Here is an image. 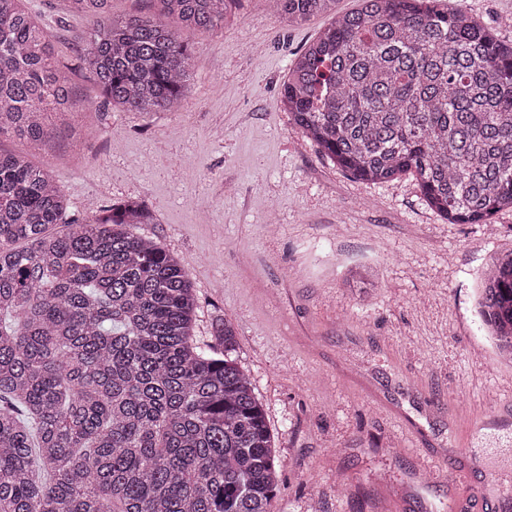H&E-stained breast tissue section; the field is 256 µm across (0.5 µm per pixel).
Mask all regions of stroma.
Listing matches in <instances>:
<instances>
[{
  "mask_svg": "<svg viewBox=\"0 0 512 512\" xmlns=\"http://www.w3.org/2000/svg\"><path fill=\"white\" fill-rule=\"evenodd\" d=\"M512 40V0H454ZM68 59L97 27L63 0H26ZM332 20L276 18L239 0L221 28L186 30L194 53L178 111L102 105L88 71L51 148L15 138L61 187L66 219L136 199L137 228L188 269L199 307L237 329L236 357L274 437L272 512H505L512 425L483 426L512 402V360L497 359L475 313L491 257L512 251V211L453 224L413 177L353 178L293 127L280 94L292 59ZM464 469L460 484L448 471Z\"/></svg>",
  "mask_w": 512,
  "mask_h": 512,
  "instance_id": "stroma-1",
  "label": "stroma"
}]
</instances>
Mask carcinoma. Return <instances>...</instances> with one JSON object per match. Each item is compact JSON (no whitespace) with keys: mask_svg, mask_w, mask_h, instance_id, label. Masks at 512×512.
I'll return each mask as SVG.
<instances>
[{"mask_svg":"<svg viewBox=\"0 0 512 512\" xmlns=\"http://www.w3.org/2000/svg\"><path fill=\"white\" fill-rule=\"evenodd\" d=\"M99 20L76 61L104 103L180 106L192 52L170 24L209 31L236 0H64ZM304 21L336 0H270ZM293 62L281 95L295 129L362 182L416 176L453 224L512 210V42L436 0H359ZM72 66L24 0H0V137L53 141L75 111ZM51 174L0 151V512H271L278 459L262 404L223 348L194 344L188 270L134 229L129 201L63 223ZM495 345L512 349V252L481 279Z\"/></svg>","mask_w":512,"mask_h":512,"instance_id":"1","label":"carcinoma"}]
</instances>
